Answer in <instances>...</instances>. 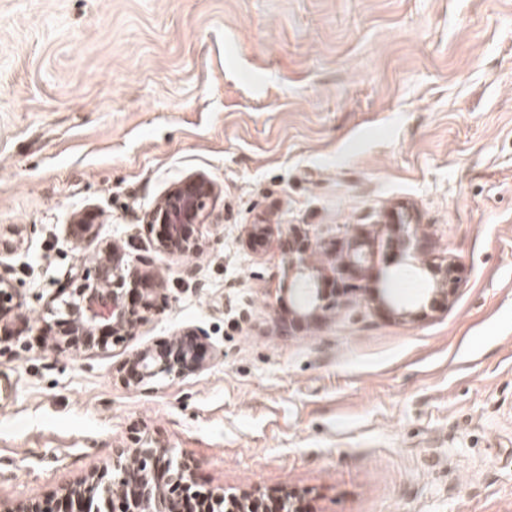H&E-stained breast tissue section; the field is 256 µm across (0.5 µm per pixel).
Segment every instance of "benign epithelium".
I'll list each match as a JSON object with an SVG mask.
<instances>
[{
    "label": "benign epithelium",
    "mask_w": 512,
    "mask_h": 512,
    "mask_svg": "<svg viewBox=\"0 0 512 512\" xmlns=\"http://www.w3.org/2000/svg\"><path fill=\"white\" fill-rule=\"evenodd\" d=\"M215 186L206 177L185 178L165 192L146 213L154 233L155 253L171 258L197 257L203 252L200 227L211 214ZM247 236L253 247L272 250L286 269L280 292L288 295L291 323L318 319L329 307L323 282L329 269L312 260L314 244L296 229L279 224H251ZM417 225L400 223L399 244L411 256ZM425 288L412 300L397 297L390 280L369 289L370 299L389 314L413 318L448 299L454 266L410 262ZM14 284L0 275V320L14 312ZM166 299L154 259L130 256L109 243L100 248L91 266L67 279L44 310V348L55 354L95 355L135 335ZM204 333L196 328L173 334L157 345L133 350L117 368V380L130 390L147 391L161 379H183L205 365ZM196 463L164 448L149 435L135 434L122 448L86 477L45 500L22 503L9 512H185L200 492ZM265 494L258 489L209 493L207 512H261Z\"/></svg>",
    "instance_id": "obj_1"
}]
</instances>
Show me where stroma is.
Here are the masks:
<instances>
[{"label":"stroma","instance_id":"obj_1","mask_svg":"<svg viewBox=\"0 0 512 512\" xmlns=\"http://www.w3.org/2000/svg\"><path fill=\"white\" fill-rule=\"evenodd\" d=\"M217 190L194 275L157 259L167 303L99 355L30 323L115 241L152 254L173 185ZM92 212V234L71 226ZM447 303L401 321L367 290L399 268L394 215ZM295 225L345 286L288 326L276 256ZM0 257L19 321L0 338V507L100 467L133 431L194 459L200 491L288 488L301 512H512V0H0ZM363 240L370 270L341 263ZM185 327L198 373L123 388L133 350Z\"/></svg>","mask_w":512,"mask_h":512}]
</instances>
